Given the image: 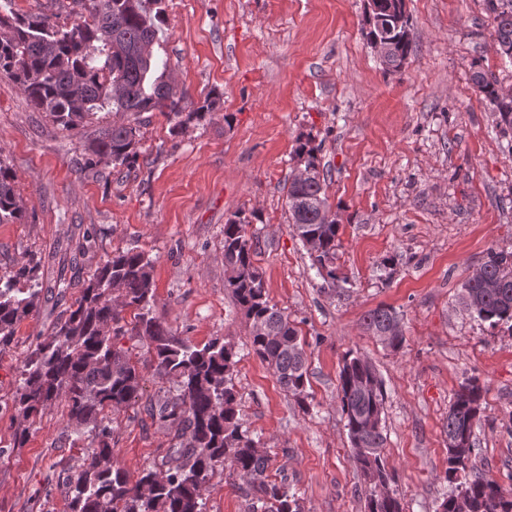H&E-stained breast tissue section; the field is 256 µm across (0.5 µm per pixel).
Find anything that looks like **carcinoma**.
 Returning <instances> with one entry per match:
<instances>
[{"label": "carcinoma", "instance_id": "carcinoma-1", "mask_svg": "<svg viewBox=\"0 0 512 512\" xmlns=\"http://www.w3.org/2000/svg\"><path fill=\"white\" fill-rule=\"evenodd\" d=\"M15 0H0V74L12 79L31 108L48 113L62 129L78 134L97 112L108 107L129 112L133 120L114 122L88 140L75 143L83 167L130 168L139 156L141 116L157 112L176 137L196 121L217 111L220 97L210 93L199 102L169 75L168 59L154 52L163 21V0H74L82 11L62 24L55 12L20 15ZM492 18L499 54L512 63V0H485ZM367 42L380 41V64L399 72L414 51L409 22L397 24L384 4L363 17ZM471 81L498 112L497 127L512 153V95L502 93L498 78L473 63ZM321 147L311 138L295 148L307 177L288 183L289 223L306 247L312 266L328 284H336L339 224L327 219V172L321 169ZM25 205L16 190V175L0 160V224L20 223ZM256 213L239 210L224 224V288L252 324L250 350L274 373L279 386L299 401L308 384L306 353L296 325L270 304L263 273L255 265L247 227ZM154 261L134 247L113 253L82 289L48 339L36 338L23 362L13 404L29 420L60 398L68 421L97 438L75 470H64L57 485L69 512H203L202 491L218 470L242 479L248 487L247 512H304L300 499L269 478V458L243 428L233 383L236 367L232 347L216 338L199 347L164 325L155 304ZM462 284L469 314L492 326L512 324V253L491 250ZM39 263L29 258L0 276V350L11 346L18 325L38 310ZM136 310L124 321L120 310ZM400 322L385 306L364 317L373 336ZM149 341L158 374L172 378L176 389L158 405L160 422L175 428L174 457L141 471L132 481L114 458L108 409L136 402L142 373L119 337ZM339 396L350 443L361 448L355 462L366 478L391 482L381 457L387 436L383 414L385 393L369 363L348 354L339 372ZM482 386L463 383L448 408L443 431L448 440L474 437L480 419ZM474 448L465 456L448 451L446 478L456 492L438 512H458L459 497L474 512H512V489H505L470 466ZM368 512H402L397 493L367 496Z\"/></svg>", "mask_w": 512, "mask_h": 512}]
</instances>
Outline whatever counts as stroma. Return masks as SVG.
I'll use <instances>...</instances> for the list:
<instances>
[{
  "label": "stroma",
  "instance_id": "stroma-1",
  "mask_svg": "<svg viewBox=\"0 0 512 512\" xmlns=\"http://www.w3.org/2000/svg\"><path fill=\"white\" fill-rule=\"evenodd\" d=\"M406 6L415 50L402 72L387 73L361 30L364 0H164L157 54L192 100L214 92L221 105L176 137L162 116L150 117L123 177L79 169L72 134L0 77V160L27 210L23 223L0 224V276L32 255L41 277L37 312L0 351V512H68L57 475L80 465L93 437L68 427L64 401L26 420L13 395L31 342L51 335L108 257L134 246L154 261V314L195 345H233L243 425L266 448L271 479L304 512H366L369 487L338 397L352 351L384 384L382 454L403 512H437L451 491L443 425L472 376L483 392L471 463L512 486V331L460 304L462 283L488 251L512 252V153L470 65L480 61L512 88V64L496 52L484 0ZM308 135L321 145L340 224L338 288L312 269L288 222L295 148ZM239 210L257 214L248 228L255 263L305 344L306 402L252 354L249 322L224 289V225ZM62 278L69 288L57 289ZM380 305L401 319L400 350L363 328ZM121 343L143 390L108 418L114 455L135 479L175 444L174 428L148 412L174 384L156 373L146 343ZM246 492L216 473L204 512H247Z\"/></svg>",
  "mask_w": 512,
  "mask_h": 512
}]
</instances>
